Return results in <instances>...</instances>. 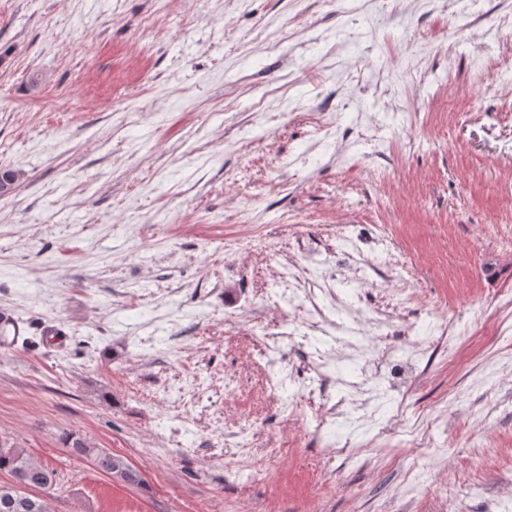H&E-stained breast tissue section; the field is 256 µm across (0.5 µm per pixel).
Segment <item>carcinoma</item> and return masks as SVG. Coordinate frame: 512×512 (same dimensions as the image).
<instances>
[{"instance_id": "carcinoma-1", "label": "carcinoma", "mask_w": 512, "mask_h": 512, "mask_svg": "<svg viewBox=\"0 0 512 512\" xmlns=\"http://www.w3.org/2000/svg\"><path fill=\"white\" fill-rule=\"evenodd\" d=\"M65 442L74 453L91 458L99 471L112 478L130 485L144 483L125 458L92 448L70 434L65 435ZM0 471L11 477V482L0 483V512H50L48 497L56 484L55 470L35 460L25 448L0 443Z\"/></svg>"}]
</instances>
